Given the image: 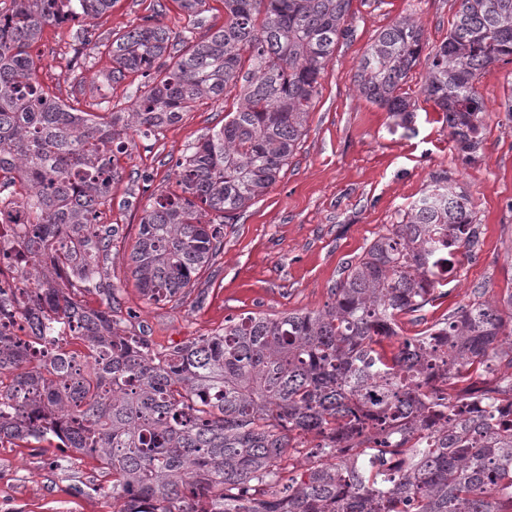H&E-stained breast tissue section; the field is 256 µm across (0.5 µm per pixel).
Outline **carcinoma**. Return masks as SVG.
<instances>
[{"label": "carcinoma", "mask_w": 512, "mask_h": 512, "mask_svg": "<svg viewBox=\"0 0 512 512\" xmlns=\"http://www.w3.org/2000/svg\"><path fill=\"white\" fill-rule=\"evenodd\" d=\"M118 2L0 10V205L24 204L34 219L0 256L36 283L0 288V316L15 309L28 323L23 336L0 329V446L55 440L96 457L116 512H512V417L464 409L512 341V288L402 334V317L438 299L455 253L480 240L474 204L446 174L347 264L320 310L248 312L158 350L120 329L113 289L97 308L84 303L101 291L114 229L100 218L129 131L154 136L199 99L232 100L224 125L171 161L177 190L152 197L130 254L148 300L178 301L224 249V223L277 182L325 67L353 37V0H224V26L198 41L206 0H176L189 27L172 43L154 0L118 36L75 34L112 58L106 83L140 78L130 111L107 118L50 97L30 54L44 28ZM424 52L421 93L470 161L488 114L477 83L512 57V0H459L448 38L429 50L417 21H395L363 54L359 93L410 121L403 85ZM67 269L75 281L51 283ZM67 336L84 349L59 345ZM311 437L303 469L286 468ZM392 455L402 469L386 468Z\"/></svg>", "instance_id": "carcinoma-1"}]
</instances>
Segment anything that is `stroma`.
Returning a JSON list of instances; mask_svg holds the SVG:
<instances>
[{
	"label": "stroma",
	"mask_w": 512,
	"mask_h": 512,
	"mask_svg": "<svg viewBox=\"0 0 512 512\" xmlns=\"http://www.w3.org/2000/svg\"><path fill=\"white\" fill-rule=\"evenodd\" d=\"M151 0H119L81 26L104 37L136 26ZM458 0H355L354 36L339 46L321 79L320 94L300 144L278 181L224 227V250L197 275L180 302L148 301L135 285L129 255L152 195L172 189L169 157L192 146L224 119V104L199 100L157 136L136 138L118 156L120 180L102 218L113 226L112 249L102 263V285L114 289L113 306L129 333H145L161 349L223 328L224 320L252 311L276 314L321 309L348 262L397 223L432 176L449 180L472 199L480 243L458 253L447 294L424 310L433 321L476 300L499 299L512 287V117L503 104L512 94V59L481 77L490 117L478 156L464 161L448 136L443 115L420 89L427 68L418 64L404 89L415 102L409 127L368 102L353 77L378 32L413 16L430 45L440 44ZM79 24L46 27L32 55L46 92L77 109L129 111L138 80L109 86L101 74L107 54L80 48ZM110 476L97 460L62 448L0 447V512H113Z\"/></svg>",
	"instance_id": "35a3bbf8"
}]
</instances>
